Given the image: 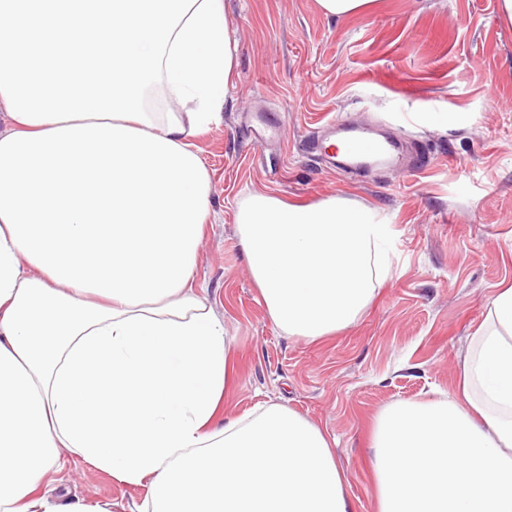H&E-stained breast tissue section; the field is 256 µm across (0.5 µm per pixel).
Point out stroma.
<instances>
[{
  "label": "stroma",
  "mask_w": 512,
  "mask_h": 512,
  "mask_svg": "<svg viewBox=\"0 0 512 512\" xmlns=\"http://www.w3.org/2000/svg\"><path fill=\"white\" fill-rule=\"evenodd\" d=\"M225 2L236 65L219 125L196 140L216 217L194 272L235 349L224 415L279 404L321 427L357 512H373L376 414L450 393L488 302L512 284V24L499 0H375L342 18L317 0ZM250 106L276 116L279 140L244 127ZM422 112L456 120L423 124ZM332 117L397 136L400 167L340 168L308 152ZM255 191L338 196L392 224L390 272L349 327L316 342L274 327L236 224ZM61 490L112 512L145 494L86 464L63 471Z\"/></svg>",
  "instance_id": "1"
}]
</instances>
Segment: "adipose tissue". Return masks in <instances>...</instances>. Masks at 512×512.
Segmentation results:
<instances>
[{
    "label": "adipose tissue",
    "mask_w": 512,
    "mask_h": 512,
    "mask_svg": "<svg viewBox=\"0 0 512 512\" xmlns=\"http://www.w3.org/2000/svg\"><path fill=\"white\" fill-rule=\"evenodd\" d=\"M233 68L224 0H0V512H109L49 495L77 463L145 488L129 512H357L318 426L221 418L196 140ZM237 223L294 336L350 326L389 272V225L341 197L258 191ZM474 337L451 394L377 415L376 512H512V286Z\"/></svg>",
    "instance_id": "obj_1"
}]
</instances>
